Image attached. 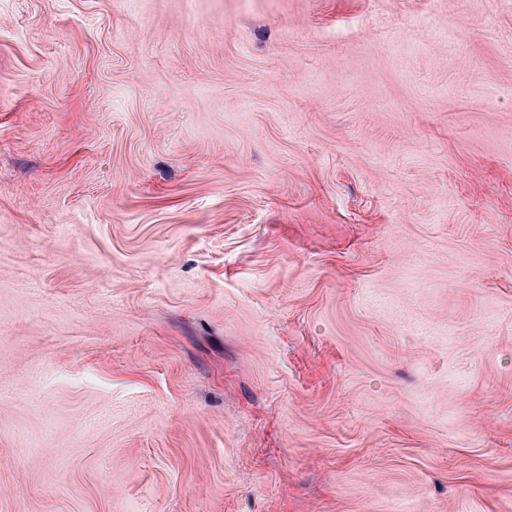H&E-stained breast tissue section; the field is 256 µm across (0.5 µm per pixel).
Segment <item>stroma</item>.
I'll return each instance as SVG.
<instances>
[{"label": "stroma", "instance_id": "stroma-1", "mask_svg": "<svg viewBox=\"0 0 512 512\" xmlns=\"http://www.w3.org/2000/svg\"><path fill=\"white\" fill-rule=\"evenodd\" d=\"M0 512H512V0H0Z\"/></svg>", "mask_w": 512, "mask_h": 512}]
</instances>
